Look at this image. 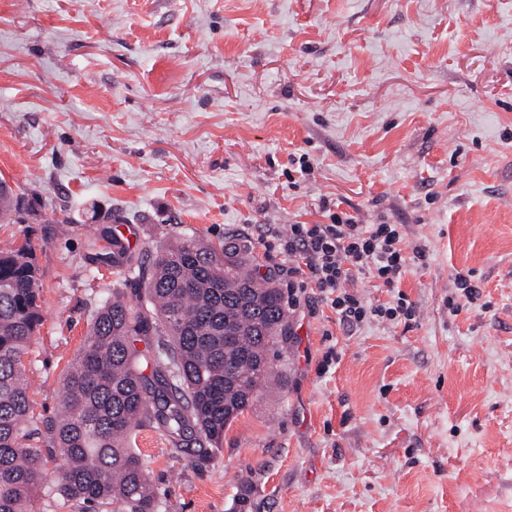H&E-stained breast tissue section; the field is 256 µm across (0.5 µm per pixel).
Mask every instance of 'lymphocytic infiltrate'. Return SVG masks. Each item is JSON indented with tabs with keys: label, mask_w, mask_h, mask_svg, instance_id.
Instances as JSON below:
<instances>
[{
	"label": "lymphocytic infiltrate",
	"mask_w": 512,
	"mask_h": 512,
	"mask_svg": "<svg viewBox=\"0 0 512 512\" xmlns=\"http://www.w3.org/2000/svg\"><path fill=\"white\" fill-rule=\"evenodd\" d=\"M289 282L317 290L341 320L359 324L370 319L411 324L419 312L405 295L380 302L354 293L349 284L366 275L379 286L397 287L409 268L426 257L424 249H407L395 224H365L344 212L325 224H293L284 239Z\"/></svg>",
	"instance_id": "lymphocytic-infiltrate-1"
}]
</instances>
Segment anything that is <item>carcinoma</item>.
Here are the masks:
<instances>
[{"label":"carcinoma","mask_w":512,"mask_h":512,"mask_svg":"<svg viewBox=\"0 0 512 512\" xmlns=\"http://www.w3.org/2000/svg\"><path fill=\"white\" fill-rule=\"evenodd\" d=\"M20 208L17 193L0 199V223ZM125 264L146 278L145 308L112 289L63 370L60 410L40 421L25 363L42 320L39 269L25 247L0 250V512H39L45 487L79 512H160L136 430L152 426L174 448H217L273 381L271 358L288 336L285 297L246 253L184 235L147 277L131 257ZM136 336L150 343L149 375ZM49 455L61 460L51 476Z\"/></svg>","instance_id":"1"}]
</instances>
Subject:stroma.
<instances>
[{
	"label": "stroma",
	"mask_w": 512,
	"mask_h": 512,
	"mask_svg": "<svg viewBox=\"0 0 512 512\" xmlns=\"http://www.w3.org/2000/svg\"><path fill=\"white\" fill-rule=\"evenodd\" d=\"M0 177L40 419L94 311L145 287L114 253L193 235L284 289L280 236L341 211L426 251L410 328L295 289L280 389L217 450L137 430L164 512H512V0H0ZM470 276L458 274L456 277V290L455 297L448 299V307L453 312H460L464 309L470 308L478 300V291L471 283Z\"/></svg>",
	"instance_id": "35a3bbf8"
}]
</instances>
